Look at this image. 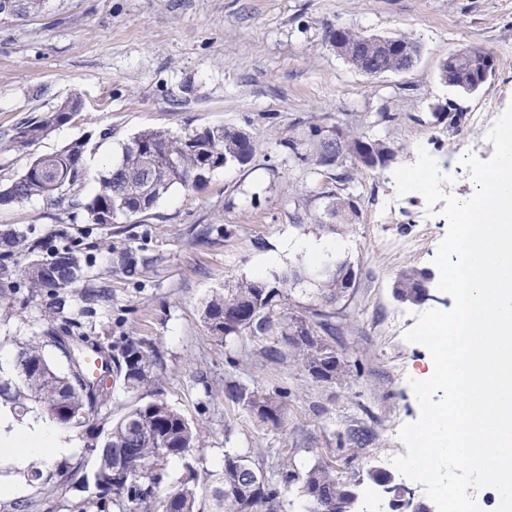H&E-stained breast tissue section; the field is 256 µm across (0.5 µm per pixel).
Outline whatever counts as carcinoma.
Returning <instances> with one entry per match:
<instances>
[{
	"mask_svg": "<svg viewBox=\"0 0 512 512\" xmlns=\"http://www.w3.org/2000/svg\"><path fill=\"white\" fill-rule=\"evenodd\" d=\"M17 2L16 16L27 18L41 13L48 0ZM365 35L345 25L340 34L330 35L336 52L360 72H399L408 54L419 49L418 42L406 34L368 39ZM446 68L449 87L459 94L485 84L484 68L478 63L448 61ZM71 104L70 112L56 107L22 119L3 135L0 150L23 153L51 128L76 119L81 102ZM281 148L290 163L336 172L334 181L341 187L327 192V211L351 219L358 215V202L350 183L360 174L388 166L399 151L390 141L370 137L353 126L328 129L314 123L309 124L307 134L282 141ZM256 151L253 137L225 125L176 135L146 129L129 139L120 161L98 178L95 193L84 202L80 195L89 180L84 164L87 142L74 140L56 154L32 159L23 174L0 188V205L45 197L84 210L90 224H111L119 212L147 214L175 186L196 188L217 169L249 163ZM0 245V299L8 305L23 290L32 297L45 293L53 315L43 330L44 340L32 338L18 346L13 377L0 374V407L18 419L33 412L65 431L83 429L111 400V391L90 368L98 357L110 362L112 384L132 395L108 429L101 428L84 441L89 454L112 456V468L101 472L99 485L73 503L70 512H198L201 475L189 457L200 447L204 431L162 397L154 351L145 340L130 336L105 346L91 339L80 319L67 316L72 289L86 278L93 256L78 244L50 246L15 228L0 233ZM150 267L146 257L128 253L121 257V272L130 281L143 278ZM425 278L420 271L403 272L394 285L396 297L422 300ZM297 280L299 274L294 272L275 283L241 281L208 301L205 326L221 343L254 337L262 341L266 361L291 362L319 381L334 379L342 373L336 350L328 341L338 330L336 313L319 308L289 311L288 283ZM351 284L352 271L346 264L327 268L317 280V299L332 305L346 297ZM48 343L65 354L67 370L60 371L48 361L44 352ZM224 403L245 407L263 424L275 428L282 424L281 408L273 397L239 382L225 385ZM175 460L184 461V473L177 485L169 486L168 466ZM220 468L213 497L222 512H284L287 497L295 492L303 498L304 512H354L358 487L367 481L389 495L393 512L410 508L407 489L377 469L368 470L351 484L343 483L332 467L318 461L302 470L285 454L268 475L249 454L238 452L224 453ZM27 472L32 481L49 489L42 512H60L63 487L87 488L92 480L80 466L67 462L53 470L31 464Z\"/></svg>",
	"mask_w": 512,
	"mask_h": 512,
	"instance_id": "cac0c4a2",
	"label": "carcinoma"
}]
</instances>
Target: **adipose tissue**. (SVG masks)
<instances>
[{
	"instance_id": "1",
	"label": "adipose tissue",
	"mask_w": 512,
	"mask_h": 512,
	"mask_svg": "<svg viewBox=\"0 0 512 512\" xmlns=\"http://www.w3.org/2000/svg\"><path fill=\"white\" fill-rule=\"evenodd\" d=\"M10 427V434L0 439V462L17 464L24 461L50 463L76 452L75 446L62 440L57 425L48 418L35 415L25 424H14L8 412L0 410V427Z\"/></svg>"
}]
</instances>
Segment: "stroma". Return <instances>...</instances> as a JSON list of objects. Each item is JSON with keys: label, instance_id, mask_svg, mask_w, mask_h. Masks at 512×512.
I'll use <instances>...</instances> for the list:
<instances>
[{"label": "stroma", "instance_id": "1", "mask_svg": "<svg viewBox=\"0 0 512 512\" xmlns=\"http://www.w3.org/2000/svg\"><path fill=\"white\" fill-rule=\"evenodd\" d=\"M392 36L421 46L412 69L370 78L353 69L329 41L336 25ZM470 45L490 53L496 70L465 99L456 132L436 122L431 107L452 92L439 80L441 62ZM72 98L83 111L51 129L30 153L0 151V185L22 174L31 158L89 142L86 166L95 179L122 155L135 133H173L212 125L243 129L260 149L245 165L213 172L205 185L172 188L142 218L117 215L88 223L82 209L35 198L0 205V226L57 240L60 232L92 247L93 262L73 291L71 314L92 337L147 340L160 360L164 398L206 429L193 454L216 470L225 451L250 452L271 470L284 450L296 464L329 463L350 481L372 468L375 456L399 447L402 424L419 416L407 378L424 370L426 350L406 343L403 330L418 313L450 309L446 293L419 303L399 301L393 286L408 269L437 275L432 259L446 234L443 217H426L423 197L397 196L395 168L414 163L417 146L454 174L452 192L474 185L458 164L467 151L489 159L494 146L474 129L472 114L495 120L512 103V0H48L37 16L0 20V135L34 111ZM393 122L374 125L376 113ZM356 125L398 145L392 166L357 178L359 211L352 223L332 217L323 198L329 178L289 168L279 143L303 125ZM122 252L154 260L142 280H125ZM345 263L355 279L335 309L343 322L333 345L344 375L319 381L294 366L271 364L261 342L226 345L209 336L203 310L210 297L245 279L294 272L313 279L326 265ZM111 288L109 302L85 310V289ZM46 298L0 305V354L49 323ZM400 316L399 332L385 334ZM239 380L276 396L283 423L258 422L224 403V384ZM361 423L372 435L365 450L349 445L346 430Z\"/></svg>", "mask_w": 512, "mask_h": 512}]
</instances>
